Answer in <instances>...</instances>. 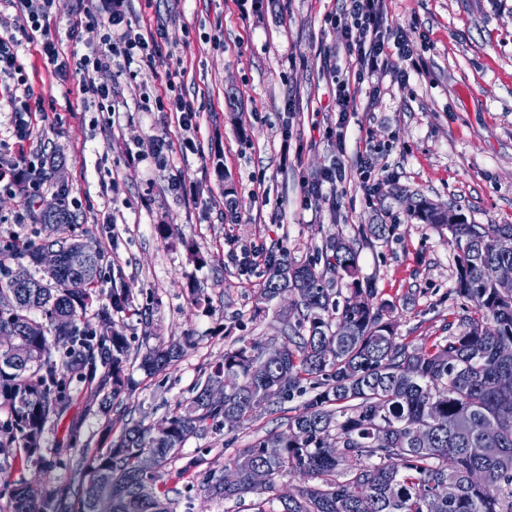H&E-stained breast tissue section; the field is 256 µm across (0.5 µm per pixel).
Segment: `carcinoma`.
Masks as SVG:
<instances>
[{
  "label": "carcinoma",
  "instance_id": "cac0c4a2",
  "mask_svg": "<svg viewBox=\"0 0 512 512\" xmlns=\"http://www.w3.org/2000/svg\"><path fill=\"white\" fill-rule=\"evenodd\" d=\"M60 186L46 204L40 223L72 225ZM410 216L448 237L456 251L454 292L473 312L448 325V335L416 348L396 341L395 324L384 319L385 305L372 303L375 289L359 276L354 241L338 234L327 240L318 263L297 264L284 253L271 271L260 297L266 302L281 289L296 296L297 318L283 331L282 355L265 361L266 348L242 342L224 351L204 383L157 435L135 423L107 448L82 453L76 486L42 493L9 479L13 465L54 467L40 453L46 423L59 418L69 402L66 389L75 379L85 389V406L105 405L131 394L126 378L129 342L113 331L97 335L86 314L97 297L104 252L79 239L66 247L62 265L50 276L32 277L24 285L11 279V262L35 264L48 237L0 238V295L14 294L11 307H0V332L15 336V349L0 352V447L15 446L13 460L0 463V478L9 489L10 512H94L101 497L112 512H169L168 491L153 483L141 458L169 465L191 437L233 430L258 408L313 395L288 418L287 428L259 438L205 473L200 490L211 498L244 501L247 494L276 496L275 477L288 471L308 483L278 512H512V392L497 386L512 373V224H474L457 210L421 197ZM345 283V296L339 283ZM147 310L132 304L127 288H112L98 309L101 323L112 314ZM40 315L42 333H30ZM184 342L159 344L142 357L149 376L183 357ZM225 373L241 380L224 401L207 397L209 384ZM456 427L448 429V420ZM274 440L280 456L263 448ZM483 448L481 455L470 453ZM270 475L262 489L250 473Z\"/></svg>",
  "mask_w": 512,
  "mask_h": 512
}]
</instances>
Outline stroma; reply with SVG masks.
I'll use <instances>...</instances> for the list:
<instances>
[{
  "mask_svg": "<svg viewBox=\"0 0 512 512\" xmlns=\"http://www.w3.org/2000/svg\"><path fill=\"white\" fill-rule=\"evenodd\" d=\"M343 0H121L136 32L165 27L170 42L152 64L55 75L28 41L30 22L18 0H0V36L17 41L21 76L0 75V162L54 158L42 189L65 185L73 235L105 251L103 290L131 288L149 324L122 313L110 326L129 342L133 392L109 414L86 412L78 382L69 404L47 423L42 452L56 459L39 471L15 467L12 480L51 491L70 479L84 449L133 423L155 428L189 400L204 371L240 341L277 342L291 298L260 303L271 259H316L337 233L355 240L361 277L392 305L399 341L419 347L446 335L471 309L456 296L455 254L448 237L410 219L409 199L423 196L458 209L476 224H512V0H382L386 27L401 30L413 56L391 54L387 68L357 82L356 61L331 25ZM100 0H62L45 24L63 56L95 50L107 27ZM77 38H69L70 26ZM30 89L33 133L24 146L10 134V95L18 78ZM345 81L354 111L337 127L333 95ZM110 84L115 112L101 111L81 85ZM181 97L196 109L192 128L159 99ZM165 139L164 165L149 153ZM144 153L141 162L127 152ZM367 158L373 190L357 173ZM342 170L330 185L328 170ZM323 195L306 202V184ZM234 187L235 218L224 191ZM362 224H383L364 241ZM252 263L241 268L239 259ZM199 293L203 305L191 302ZM191 337L184 356L149 377L139 368L146 347ZM302 398L259 408L235 431L193 437L155 482L170 487L173 512H250L248 504L191 491L182 473L190 458L216 470L270 432L285 430ZM82 421L81 446L66 428Z\"/></svg>",
  "mask_w": 512,
  "mask_h": 512,
  "instance_id": "35a3bbf8",
  "label": "stroma"
}]
</instances>
